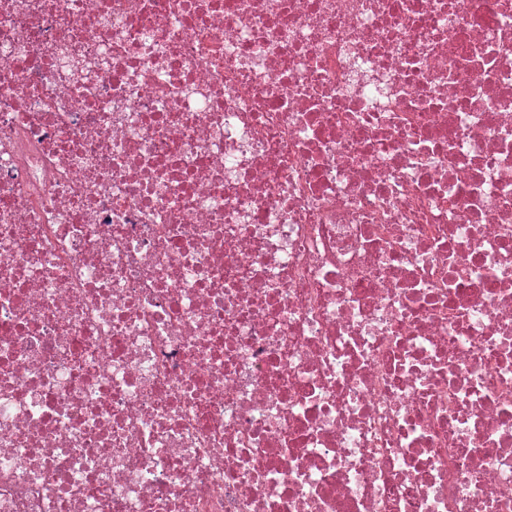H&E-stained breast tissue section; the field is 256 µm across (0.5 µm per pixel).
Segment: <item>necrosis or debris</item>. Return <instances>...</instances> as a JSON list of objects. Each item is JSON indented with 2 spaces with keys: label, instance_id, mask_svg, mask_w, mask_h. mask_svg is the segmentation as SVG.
Instances as JSON below:
<instances>
[{
  "label": "necrosis or debris",
  "instance_id": "obj_1",
  "mask_svg": "<svg viewBox=\"0 0 512 512\" xmlns=\"http://www.w3.org/2000/svg\"><path fill=\"white\" fill-rule=\"evenodd\" d=\"M0 512H512V0H0Z\"/></svg>",
  "mask_w": 512,
  "mask_h": 512
}]
</instances>
